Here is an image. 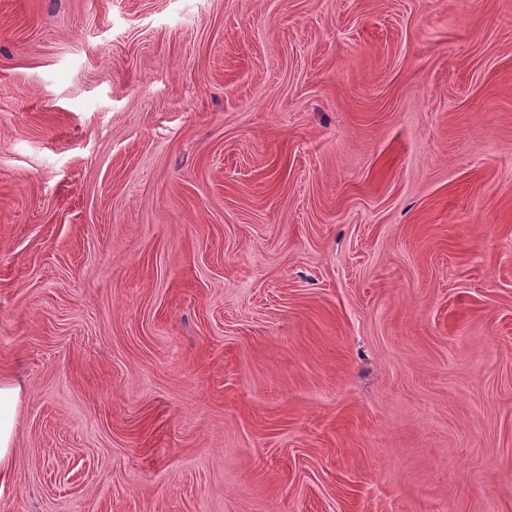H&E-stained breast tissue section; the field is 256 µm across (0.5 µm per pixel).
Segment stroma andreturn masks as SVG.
Wrapping results in <instances>:
<instances>
[{"instance_id": "1", "label": "stroma", "mask_w": 512, "mask_h": 512, "mask_svg": "<svg viewBox=\"0 0 512 512\" xmlns=\"http://www.w3.org/2000/svg\"><path fill=\"white\" fill-rule=\"evenodd\" d=\"M0 512H512V0H0ZM22 387L0 379V474L10 471L14 463L15 410Z\"/></svg>"}]
</instances>
